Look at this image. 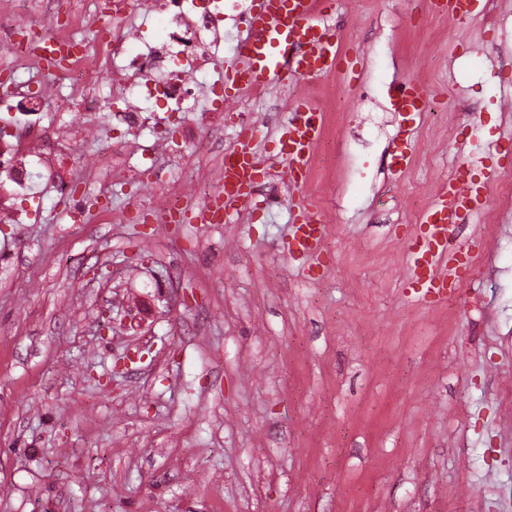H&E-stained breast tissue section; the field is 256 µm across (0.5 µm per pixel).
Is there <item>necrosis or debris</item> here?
<instances>
[{
	"mask_svg": "<svg viewBox=\"0 0 512 512\" xmlns=\"http://www.w3.org/2000/svg\"><path fill=\"white\" fill-rule=\"evenodd\" d=\"M86 2L36 0L50 21L49 38L64 49L62 75L71 92L60 99L58 109L72 117L68 133L49 132L37 111L19 109V101L29 96L28 87L14 86L11 94L0 98V108L11 112V123L19 129L18 134L0 138V177L35 204L40 197L31 185L33 164L47 156L57 159L74 153L91 114L101 109L97 88L102 79H109L116 88L113 119L130 131L144 127V109L174 114L190 111L194 117L183 122L179 134L183 141L207 149L213 145L215 119L224 112L217 104V82L199 85L186 78L190 71L205 73L209 60L224 44V11L219 0H154L165 23L163 36L135 41L130 32L139 23L128 10L129 0H112V14L123 24L97 46L74 35L75 27L90 19ZM21 30L13 0H0V67L14 71L28 65L47 72L41 58L20 42Z\"/></svg>",
	"mask_w": 512,
	"mask_h": 512,
	"instance_id": "necrosis-or-debris-1",
	"label": "necrosis or debris"
}]
</instances>
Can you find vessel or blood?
I'll list each match as a JSON object with an SVG mask.
<instances>
[{
    "label": "vessel or blood",
    "mask_w": 512,
    "mask_h": 512,
    "mask_svg": "<svg viewBox=\"0 0 512 512\" xmlns=\"http://www.w3.org/2000/svg\"><path fill=\"white\" fill-rule=\"evenodd\" d=\"M329 0H253L248 35L237 59L225 66L224 84L247 87L258 82H284L293 78H313L341 69L343 54L335 33L322 15ZM474 0H433V9L463 21L473 11ZM426 87L407 82L397 89L396 104L401 112L425 111ZM257 127L243 129L238 146L224 161V187L210 204L195 212L198 224L231 223L238 209L248 204L265 171L250 149ZM323 133V117L309 103L299 104L288 122L280 159L294 185H303ZM474 162L459 165L443 184L420 218L424 238L413 241L410 251V281L418 286L422 300L444 302L449 285L458 283L459 265L470 254L455 243L456 224L479 215L488 204V182L476 179ZM325 230L307 207L293 215L288 252L291 256L317 259L324 244Z\"/></svg>",
    "instance_id": "1"
}]
</instances>
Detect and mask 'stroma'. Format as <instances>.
<instances>
[{
	"instance_id": "35a3bbf8",
	"label": "stroma",
	"mask_w": 512,
	"mask_h": 512,
	"mask_svg": "<svg viewBox=\"0 0 512 512\" xmlns=\"http://www.w3.org/2000/svg\"><path fill=\"white\" fill-rule=\"evenodd\" d=\"M497 8L491 27L481 8L459 23L428 0H335L354 77L253 102L273 176L250 220L155 224L127 190L75 224L40 171L39 214L0 222V512H512V210L457 226L479 266L451 302L415 297L407 248L474 154L512 183V0ZM405 80L428 110L397 111ZM303 97L332 162L297 188L275 154L280 104ZM236 134L159 161L214 175ZM301 205L326 227L316 263L288 255Z\"/></svg>"
}]
</instances>
